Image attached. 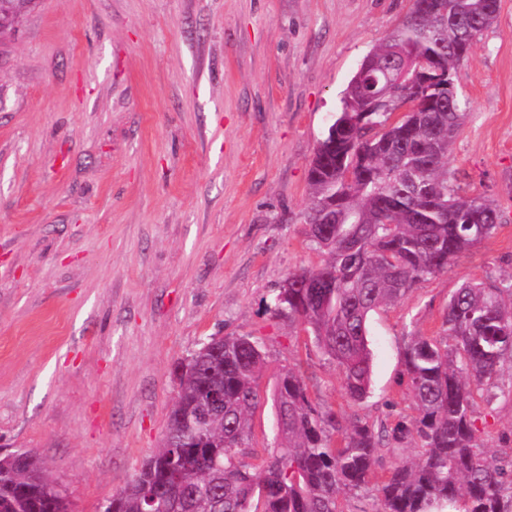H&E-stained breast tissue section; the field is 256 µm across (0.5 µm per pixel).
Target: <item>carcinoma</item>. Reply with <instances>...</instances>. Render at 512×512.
Segmentation results:
<instances>
[{"label":"carcinoma","instance_id":"obj_1","mask_svg":"<svg viewBox=\"0 0 512 512\" xmlns=\"http://www.w3.org/2000/svg\"><path fill=\"white\" fill-rule=\"evenodd\" d=\"M499 11L500 0H411L369 57L424 63L441 80L416 89L382 79L372 91L354 75L314 150L303 221L328 260L289 275L291 288L279 289L270 310L313 336L354 402L371 392V313L447 271L498 226L493 202L452 186L448 151L467 116L453 74ZM444 325L445 335L413 336L406 347L419 411L409 426L345 427L311 403L299 371L283 369L272 392L275 445L258 464L248 458L263 346L253 336L208 338L181 364L160 447L96 512H341L340 493L366 483L385 442L401 444L412 432L419 461L380 482L381 512H512V431L487 455L474 398L512 370V276L463 283L448 298ZM340 431L338 447L332 434ZM0 512L73 508L41 458L16 449L0 450Z\"/></svg>","mask_w":512,"mask_h":512}]
</instances>
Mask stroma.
Returning <instances> with one entry per match:
<instances>
[{
  "instance_id": "obj_1",
  "label": "stroma",
  "mask_w": 512,
  "mask_h": 512,
  "mask_svg": "<svg viewBox=\"0 0 512 512\" xmlns=\"http://www.w3.org/2000/svg\"><path fill=\"white\" fill-rule=\"evenodd\" d=\"M409 0H37L0 37V447L34 450L76 512H95L159 447L177 365L211 336L267 359L252 417L273 445L271 392L300 370L341 422H412L411 337L438 336L463 282L512 275V0L453 75L466 122L448 153L459 193L494 200V234L368 321L372 387L269 309L325 263L302 212L308 168L362 60ZM512 376L476 401L483 445L512 430ZM390 444L344 512L414 462Z\"/></svg>"
}]
</instances>
